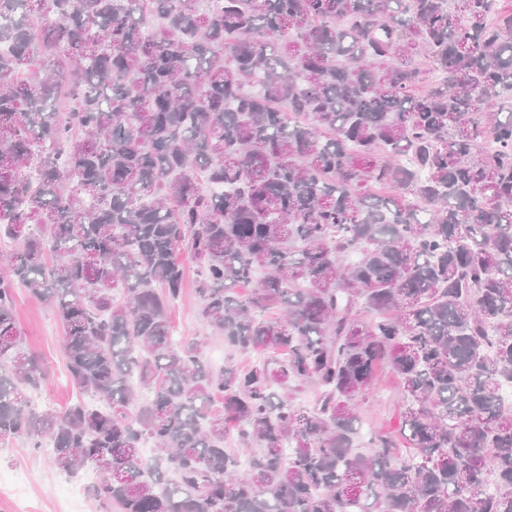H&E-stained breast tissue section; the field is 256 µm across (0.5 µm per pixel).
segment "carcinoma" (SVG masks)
<instances>
[{"label":"carcinoma","mask_w":512,"mask_h":512,"mask_svg":"<svg viewBox=\"0 0 512 512\" xmlns=\"http://www.w3.org/2000/svg\"><path fill=\"white\" fill-rule=\"evenodd\" d=\"M501 2L0 0V441L93 471L105 512H512ZM185 257L205 326L264 360L173 338ZM21 287L90 400L33 408ZM384 364L403 443L361 451Z\"/></svg>","instance_id":"obj_1"}]
</instances>
